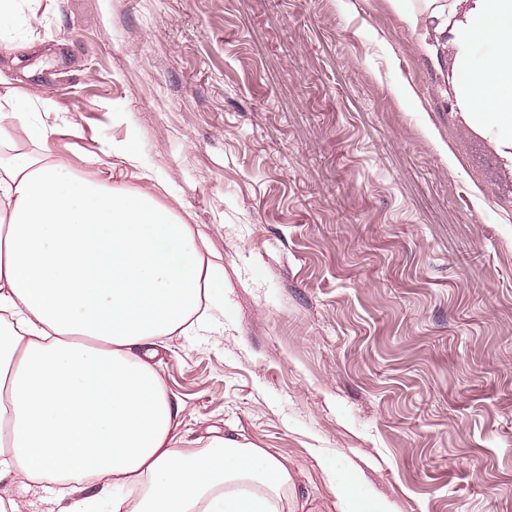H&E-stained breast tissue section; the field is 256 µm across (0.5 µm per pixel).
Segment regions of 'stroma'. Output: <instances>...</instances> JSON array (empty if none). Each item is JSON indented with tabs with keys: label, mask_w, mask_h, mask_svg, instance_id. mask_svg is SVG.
I'll return each mask as SVG.
<instances>
[{
	"label": "stroma",
	"mask_w": 512,
	"mask_h": 512,
	"mask_svg": "<svg viewBox=\"0 0 512 512\" xmlns=\"http://www.w3.org/2000/svg\"><path fill=\"white\" fill-rule=\"evenodd\" d=\"M355 3L27 0L0 77L78 172L132 139L220 255L223 331L155 357L191 447L287 458L302 512L320 455L395 512H512V170Z\"/></svg>",
	"instance_id": "35a3bbf8"
}]
</instances>
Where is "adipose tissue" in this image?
<instances>
[{
  "label": "adipose tissue",
  "mask_w": 512,
  "mask_h": 512,
  "mask_svg": "<svg viewBox=\"0 0 512 512\" xmlns=\"http://www.w3.org/2000/svg\"><path fill=\"white\" fill-rule=\"evenodd\" d=\"M418 34L468 129L512 169V0H387ZM490 46L475 59L474 50ZM51 99L0 82V482L66 512H293L280 456L212 437L181 448L183 408L152 362L153 340L218 331L224 267L174 207L179 193L128 140L92 164L138 180L113 186L55 161ZM317 464L340 512H394L358 476Z\"/></svg>",
  "instance_id": "obj_1"
}]
</instances>
